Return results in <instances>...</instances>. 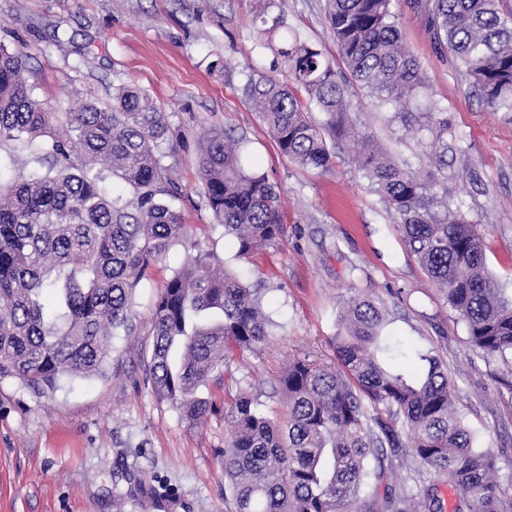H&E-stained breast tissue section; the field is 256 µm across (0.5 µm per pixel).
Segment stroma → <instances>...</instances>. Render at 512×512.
<instances>
[{
    "label": "stroma",
    "mask_w": 512,
    "mask_h": 512,
    "mask_svg": "<svg viewBox=\"0 0 512 512\" xmlns=\"http://www.w3.org/2000/svg\"><path fill=\"white\" fill-rule=\"evenodd\" d=\"M258 0H0V43L26 56L34 100L70 112L86 99L112 104L132 82L168 115L166 165L182 187L186 233L134 297L136 332L112 339L108 378L65 380L41 396L0 378V512H228L223 413L200 426L153 391V305L174 269L196 249L264 294L273 323L261 350L230 360L198 390L216 402L247 386L283 414L276 373L295 357L335 365L330 340L347 302L365 295L383 307L385 336L407 356L432 351L455 388L454 408L474 445L494 449L498 480L512 494V366L475 350L464 322L412 255L391 212L372 190L349 141H332L334 165L303 169L278 148L242 93L248 75L273 74L276 54L252 27ZM276 12L325 55L336 41L324 0H276ZM403 42L426 83L409 109L348 85L350 118L394 161L434 173L449 204L477 225L487 269L512 289V112L489 107L436 45L426 15L396 0ZM447 121L436 136L433 119ZM244 139L281 197L284 232L248 258L214 225L199 192V145L210 129ZM383 482L419 495L435 489L444 512L457 494L447 479L402 451Z\"/></svg>",
    "instance_id": "obj_1"
}]
</instances>
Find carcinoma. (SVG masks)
<instances>
[{
	"instance_id": "carcinoma-1",
	"label": "carcinoma",
	"mask_w": 512,
	"mask_h": 512,
	"mask_svg": "<svg viewBox=\"0 0 512 512\" xmlns=\"http://www.w3.org/2000/svg\"><path fill=\"white\" fill-rule=\"evenodd\" d=\"M275 0L252 17L257 39L279 38L281 78L249 75L243 95L280 151L305 169L327 171V139L354 140L357 161L392 211L408 245L465 323L472 346L512 364V293L487 271L478 226L430 193L433 175L394 163L348 114L334 63L269 17ZM394 0H325L338 53L360 87L408 103L425 89L403 45ZM434 38L472 79L484 101L512 111V18L499 0H426ZM308 94L303 102L295 94ZM326 114L318 124L312 109ZM165 113L134 85L115 88L112 108L89 100L73 112H47L32 97L23 56L0 45V145L21 142L45 174L0 182V378L40 393L63 379L104 376L111 337L135 332L133 298L165 259L185 224L174 201L182 190L163 164ZM242 141L215 130L198 157L201 195L214 223L247 258L283 229L279 196L241 160ZM124 193H109L107 174ZM382 310L350 301L335 338L336 367L288 361L275 384L286 414L274 418L240 388L224 398L229 436L224 480L231 512H443L432 492L363 494L385 477L384 447L405 449L448 478L456 512H512L499 495L496 455L473 447L453 410L454 390L429 353L417 380L389 363L398 346L383 341ZM259 290L219 273L200 250L178 268L154 303L149 379L162 400L191 424L205 420L197 390L230 359L255 352L270 336Z\"/></svg>"
}]
</instances>
